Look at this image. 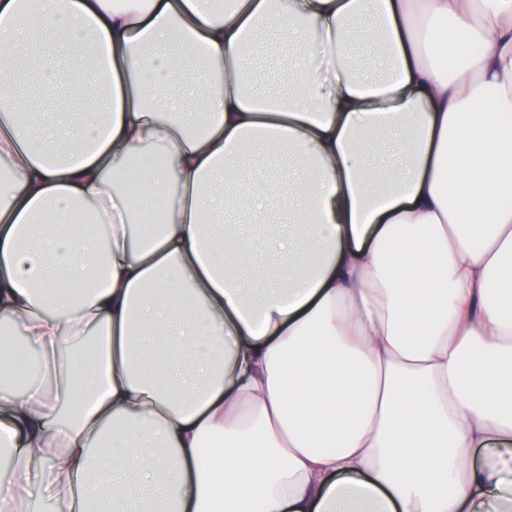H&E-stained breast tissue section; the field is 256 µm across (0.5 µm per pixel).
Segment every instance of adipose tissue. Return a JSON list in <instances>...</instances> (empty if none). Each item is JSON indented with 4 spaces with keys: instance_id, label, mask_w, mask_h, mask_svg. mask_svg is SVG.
<instances>
[{
    "instance_id": "1",
    "label": "adipose tissue",
    "mask_w": 512,
    "mask_h": 512,
    "mask_svg": "<svg viewBox=\"0 0 512 512\" xmlns=\"http://www.w3.org/2000/svg\"><path fill=\"white\" fill-rule=\"evenodd\" d=\"M0 51V512H512V0H0Z\"/></svg>"
}]
</instances>
